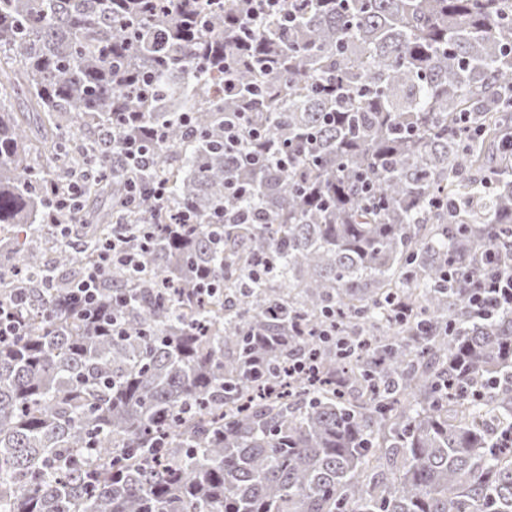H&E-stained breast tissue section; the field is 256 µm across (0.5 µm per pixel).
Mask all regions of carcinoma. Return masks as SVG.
<instances>
[{
  "instance_id": "cac0c4a2",
  "label": "carcinoma",
  "mask_w": 512,
  "mask_h": 512,
  "mask_svg": "<svg viewBox=\"0 0 512 512\" xmlns=\"http://www.w3.org/2000/svg\"><path fill=\"white\" fill-rule=\"evenodd\" d=\"M242 2L0 0V512H512V0ZM475 292L469 298L471 305L495 307L507 304L512 307V271L503 272L497 278L472 285Z\"/></svg>"
}]
</instances>
